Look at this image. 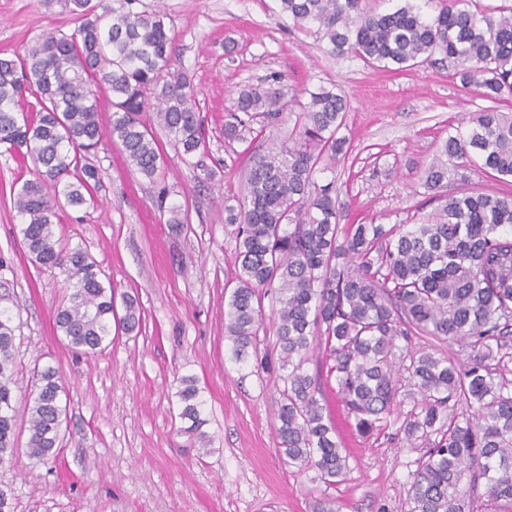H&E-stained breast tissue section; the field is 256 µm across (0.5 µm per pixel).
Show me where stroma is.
Listing matches in <instances>:
<instances>
[{
	"label": "stroma",
	"mask_w": 512,
	"mask_h": 512,
	"mask_svg": "<svg viewBox=\"0 0 512 512\" xmlns=\"http://www.w3.org/2000/svg\"><path fill=\"white\" fill-rule=\"evenodd\" d=\"M162 1L174 67L198 91L205 161L217 174L205 179L166 141L165 175L150 180L130 170L121 143L108 139L92 159L100 177L93 203L65 207L59 226L64 238L87 246L116 294L137 299L139 333L113 335L94 355L65 346L54 324L64 277L29 262L9 196L15 179L36 172L0 147V308L13 318L19 363L16 453L0 465V485L11 489L15 512H313L325 497L339 512H408L422 449L359 437L332 381L322 380L321 402L349 454L345 481L325 485L284 460L274 376L258 364L277 356L272 299L263 301L256 357L231 358L224 308L235 242L224 202L241 194L251 151L287 138L294 121L283 118L248 148L225 144L224 115L246 86H323L346 96L341 134L349 150L318 183L335 181L345 223L416 224L435 208L423 169L488 101L442 66L393 71L330 56L278 0ZM73 29L62 0H0V56L25 53L45 32ZM165 205L187 211L188 230L167 224ZM48 363L62 375L67 417L58 455L37 462L25 452L27 408L33 369ZM184 375L196 377L204 400L203 450L183 432L175 393Z\"/></svg>",
	"instance_id": "35a3bbf8"
}]
</instances>
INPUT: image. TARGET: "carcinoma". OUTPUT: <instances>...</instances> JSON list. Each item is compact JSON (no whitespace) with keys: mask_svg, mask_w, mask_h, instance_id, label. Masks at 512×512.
Here are the masks:
<instances>
[{"mask_svg":"<svg viewBox=\"0 0 512 512\" xmlns=\"http://www.w3.org/2000/svg\"><path fill=\"white\" fill-rule=\"evenodd\" d=\"M141 0H66L70 34L46 32L24 55L0 57V146L35 165L37 177L13 194L19 233L39 269H58L68 290L56 330L76 354L112 344V324L141 325L137 301L122 297L87 247L63 241L60 210L82 207L99 185L90 162L105 137L121 142L128 167L153 180L164 170L155 128L182 162L206 146L194 88L172 69L173 37L161 7ZM367 0H279L293 24L312 28L333 56L352 55L396 70L448 64L464 85L477 83L495 103L512 97V5L488 11L478 0H437L425 16L406 4L377 13ZM309 99L281 87L244 88L226 114L224 140L258 138L285 115L288 139L250 156L243 195L224 207L235 235L236 283L224 308L232 358L244 363L263 324V300L275 294L278 354L277 435L288 463L333 485L349 472L346 450L323 414L306 369L315 350L363 438L424 445L409 488V512H512V195L450 191L466 180L461 160L475 154L495 177L512 179V113L493 105L470 115L466 133L448 135L422 176L436 212L418 224H340L335 181L316 174L346 155L347 99L319 88ZM112 113L103 129L101 112ZM12 316L0 310V464L15 455L13 386L17 373ZM469 349L460 361L413 347V338ZM404 345H399V342ZM28 456L60 447L66 419L57 367L33 371ZM420 399L402 412L408 390ZM184 432L202 444L197 381L175 393ZM403 416L395 426L393 415ZM485 481L476 505L462 478Z\"/></svg>","mask_w":512,"mask_h":512,"instance_id":"1","label":"carcinoma"}]
</instances>
